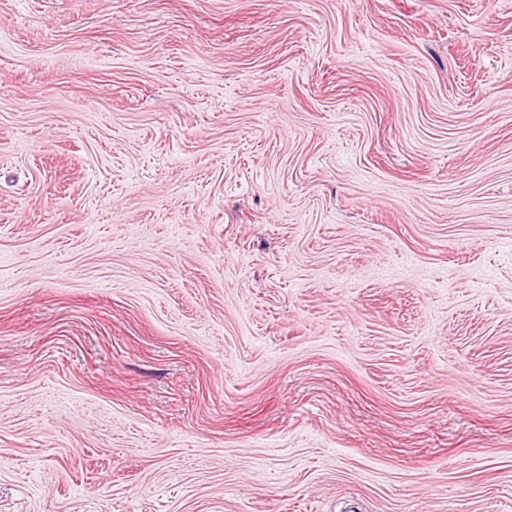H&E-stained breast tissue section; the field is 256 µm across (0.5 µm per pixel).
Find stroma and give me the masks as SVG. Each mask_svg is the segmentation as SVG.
<instances>
[{"label":"stroma","instance_id":"obj_1","mask_svg":"<svg viewBox=\"0 0 512 512\" xmlns=\"http://www.w3.org/2000/svg\"><path fill=\"white\" fill-rule=\"evenodd\" d=\"M0 512H512V0H0Z\"/></svg>","mask_w":512,"mask_h":512}]
</instances>
